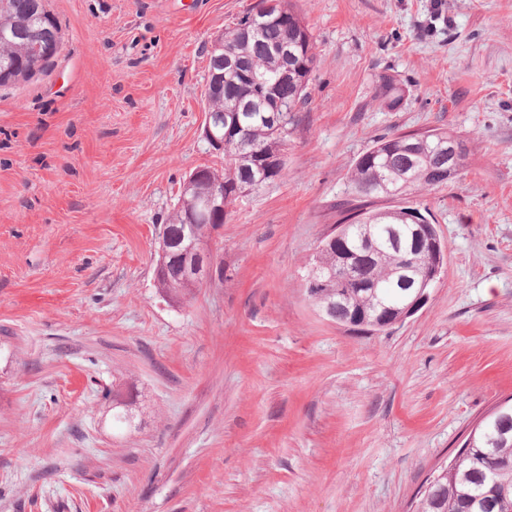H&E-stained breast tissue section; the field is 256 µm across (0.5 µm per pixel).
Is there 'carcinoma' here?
<instances>
[{
	"label": "carcinoma",
	"instance_id": "carcinoma-1",
	"mask_svg": "<svg viewBox=\"0 0 512 512\" xmlns=\"http://www.w3.org/2000/svg\"><path fill=\"white\" fill-rule=\"evenodd\" d=\"M4 9L16 23L0 27V72L18 76L43 68L62 46L60 26L46 0H5ZM307 28L290 0H275L267 12L250 13L236 27L224 32V47L208 49V75L217 96L227 108L238 109L245 129L243 139L224 141V192L262 180L267 185L283 172L263 173L257 150H279L297 123V112L308 98L315 58L306 64L283 60L276 53L288 43V33ZM288 72V79L279 76ZM378 97L394 108L401 94L393 77L379 78ZM450 133L434 129L398 134L379 140L362 154L351 175L353 203L346 208L341 232L355 243L367 230L383 232L386 226L399 230L401 244L384 239L368 265L358 275L378 284L376 288H350L345 298L336 289L322 288L311 295L321 309L333 312L332 320L356 330H374L378 316L393 320L409 301V290L397 281L398 270L409 264L418 282L428 279L435 257L425 246L408 250L412 224L421 213L412 207L374 210L365 203L376 198H396L422 188H438L444 182L434 176ZM313 267L327 275L336 270V250L318 251ZM163 295L175 300L197 287L192 281L156 282ZM132 395L112 396V425L132 428L136 423ZM419 512H512V403L504 401L485 416L464 440L449 464L437 469L420 491Z\"/></svg>",
	"mask_w": 512,
	"mask_h": 512
}]
</instances>
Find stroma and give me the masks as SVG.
Masks as SVG:
<instances>
[{"label":"stroma","instance_id":"1","mask_svg":"<svg viewBox=\"0 0 512 512\" xmlns=\"http://www.w3.org/2000/svg\"><path fill=\"white\" fill-rule=\"evenodd\" d=\"M260 4L49 0L60 54L0 87V512H414L512 398V0H291L316 64L284 175L235 202L202 288H156L183 181L224 168L208 43ZM435 128L466 159L400 202L446 246L425 305L327 319L306 266L355 162ZM116 389L135 431L111 427Z\"/></svg>","mask_w":512,"mask_h":512}]
</instances>
